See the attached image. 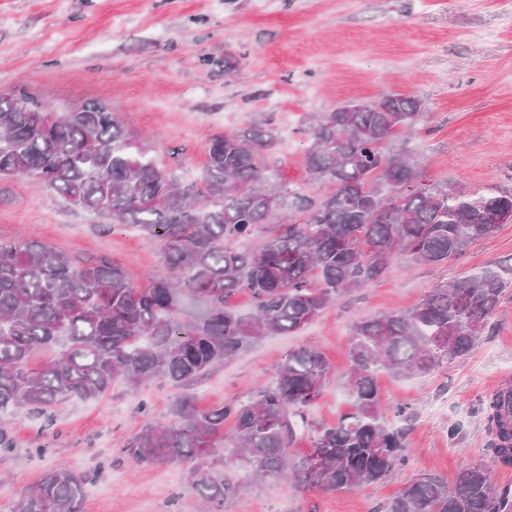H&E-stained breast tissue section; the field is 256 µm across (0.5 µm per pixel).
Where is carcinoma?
Segmentation results:
<instances>
[{"instance_id": "cac0c4a2", "label": "carcinoma", "mask_w": 512, "mask_h": 512, "mask_svg": "<svg viewBox=\"0 0 512 512\" xmlns=\"http://www.w3.org/2000/svg\"><path fill=\"white\" fill-rule=\"evenodd\" d=\"M419 117L414 96L392 93L342 105L302 128L306 168L334 186L313 198L268 183L262 152L279 139L270 123L214 138L199 178L182 183L99 102L59 115L24 87L0 95L1 178L36 176L72 206L138 229L166 256L151 286L139 288L109 260L80 263L45 244L0 240V414L49 416L71 398L103 396L116 381L136 389L167 379L181 389L170 422L145 424L120 454L184 467L187 487L208 502L243 492L226 468L231 460L255 476H284L297 489L326 493L405 468L414 409L395 406L387 425L376 375L426 373L468 356L506 287L494 273L434 288L411 309L354 320L351 406L333 425L307 415L334 374L311 346L289 350L244 404L201 410L184 390L263 337L299 332L331 301L379 278L393 252L438 263L494 232L489 216L512 221V189L466 196L420 182L410 154L393 151L399 132ZM289 205L288 223L273 222ZM261 232L259 252L238 248ZM242 290L253 300L248 315L230 306ZM186 292L206 302L193 320L181 317ZM43 350L53 357L32 366ZM480 411L491 425L493 460L512 465V388ZM300 427L315 438L309 452L295 455ZM96 477L49 471L15 512H81ZM385 512H512V499L497 491L486 463L467 462L451 487L441 476L410 475Z\"/></svg>"}]
</instances>
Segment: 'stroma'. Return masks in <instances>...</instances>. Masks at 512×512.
I'll list each match as a JSON object with an SVG mask.
<instances>
[{
    "instance_id": "1",
    "label": "stroma",
    "mask_w": 512,
    "mask_h": 512,
    "mask_svg": "<svg viewBox=\"0 0 512 512\" xmlns=\"http://www.w3.org/2000/svg\"><path fill=\"white\" fill-rule=\"evenodd\" d=\"M227 56L237 62L232 77ZM20 86L52 112L103 103L183 181L201 173L216 135L273 122L281 139L264 159L268 178L312 197L331 185L312 181L305 166L309 115L408 93L422 118L397 142L421 161L425 184L512 188V30L500 28L495 0H0V92ZM15 239L81 261L113 260L142 288L163 268L159 242L104 225L31 176L0 179V240ZM484 271L507 287L471 355L428 374H378L383 418L407 403L416 419L404 437L406 468L377 484L303 491L279 477L251 480L239 467L246 490L202 508L180 468L116 455L145 423L169 419L177 389L153 379L64 403L49 418L0 415L15 441L13 453L0 454V512H14L60 469L97 471L83 512H383L410 473L454 480L462 464L490 454L481 403L512 386V223L443 263L396 254L383 277L330 303L301 333L265 337L193 390L202 409L247 401L288 350L314 346L336 376L309 414L336 422L350 406L353 320L412 308L431 288Z\"/></svg>"
}]
</instances>
